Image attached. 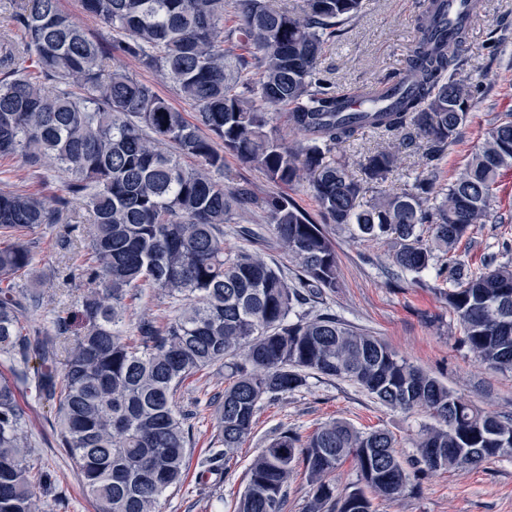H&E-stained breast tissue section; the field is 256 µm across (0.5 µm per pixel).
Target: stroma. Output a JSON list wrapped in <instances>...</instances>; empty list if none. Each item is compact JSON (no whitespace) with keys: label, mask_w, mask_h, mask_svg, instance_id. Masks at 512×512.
Wrapping results in <instances>:
<instances>
[{"label":"stroma","mask_w":512,"mask_h":512,"mask_svg":"<svg viewBox=\"0 0 512 512\" xmlns=\"http://www.w3.org/2000/svg\"><path fill=\"white\" fill-rule=\"evenodd\" d=\"M419 11L420 0H364L358 16L337 26L335 36L326 43L320 64L323 74L337 91L350 93L403 69L417 35ZM459 76L473 87L474 108L460 129L458 142L448 149L440 172L444 183L467 162L491 125L512 112V0H481L469 28ZM224 171L230 188H247L260 196L282 193L307 214H319L307 185L281 188L230 153L224 156ZM15 187L49 201L61 192L60 182L49 173L17 156L1 158L0 189ZM325 230L335 243L339 286L323 300L308 304L307 313L336 314L386 343L475 407L512 417V372L481 366L461 344V325L442 296V282L430 272L418 284L396 278L390 241L363 240L335 224L326 225ZM505 238L512 240V167L501 171L492 219L476 225L469 238L462 240L458 253L476 267L483 254L497 250ZM54 239L51 231L38 235L34 266L20 279L24 287L40 289L44 294V308L32 320L36 326L71 308L88 287L85 280L64 279L65 268L82 263L84 246L63 256L57 252ZM224 245L231 250L261 251L283 276L290 279L295 275L294 266L277 248L273 228L261 209L237 211L234 223L224 227ZM225 385L223 370L211 367L187 379L178 393L181 407L196 413L192 452L183 483L161 496L162 512H234L253 457L278 428L292 429L303 439L332 418L362 431L383 429L393 435L399 455L409 460L417 454L419 429L431 422L423 411L382 404L351 381L315 375L306 388L262 404L249 437L218 479L205 471L203 461L213 446L214 413ZM18 400L30 418L28 435L34 464L56 475L59 496L43 499L42 512H96L61 445L54 408L38 400L25 384L20 387ZM373 508L375 512H512V457L493 458L474 469L420 476L410 480L396 500L374 498Z\"/></svg>","instance_id":"obj_1"}]
</instances>
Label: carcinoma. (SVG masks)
Listing matches in <instances>:
<instances>
[{
	"label": "carcinoma",
	"instance_id": "obj_1",
	"mask_svg": "<svg viewBox=\"0 0 512 512\" xmlns=\"http://www.w3.org/2000/svg\"><path fill=\"white\" fill-rule=\"evenodd\" d=\"M109 37L95 39L59 0H18L0 33V157L20 155L62 179L49 204L0 190V512H39L54 475L35 471L19 382L54 402L61 444L97 512H160V497L186 475L192 412L178 386L224 368L229 385L216 413L217 447L208 470L225 471L251 433L261 404L308 385L312 375L353 381L383 404L420 409L435 424L416 441L421 471L476 468L512 456V417L482 412L377 338L332 313L301 312L336 291V250L317 223L283 195L259 197L224 185V152L275 184L308 182L324 224L351 225L364 239H390L404 273L434 272L481 362L512 370V263L493 256L478 268L457 257L475 224L486 223L499 171L512 167V113L474 148L467 165L439 183L448 147L473 108L456 78L467 29L453 40L437 25L443 0H425L420 36L403 72L352 95L321 76L319 61L336 26L363 0H83ZM118 53L159 73L194 104V121L151 84L108 70ZM278 109L299 134L274 126ZM363 129L398 141L371 152L361 176L332 155ZM421 151L422 170L399 192L385 183L401 148ZM264 209L276 242L297 267L291 280L258 251L224 249L236 211ZM68 224L86 241L79 273L93 284L74 310L33 329L42 297L17 286L33 265L32 236ZM428 236H423V233ZM145 287L179 305L164 326L142 319L124 331L128 301ZM72 341L63 368L57 350ZM35 350L39 366L29 368ZM352 461L358 483L336 495L332 475ZM311 486L306 512H373L371 496L396 498L409 474L382 430L360 432L332 419L303 441L281 429L253 458L237 512H286L298 467Z\"/></svg>",
	"mask_w": 512,
	"mask_h": 512
}]
</instances>
